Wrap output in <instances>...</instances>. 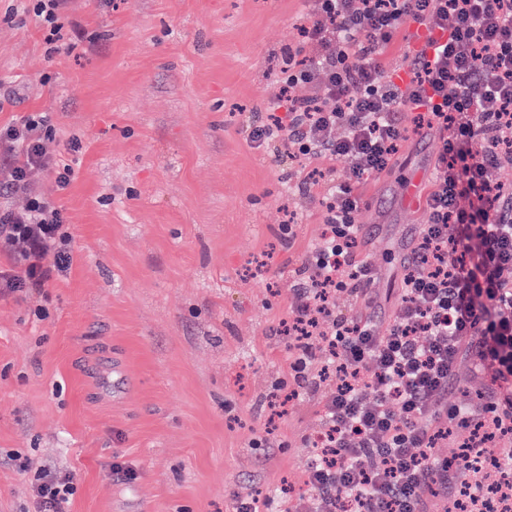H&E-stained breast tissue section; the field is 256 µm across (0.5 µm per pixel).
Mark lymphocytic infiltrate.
Listing matches in <instances>:
<instances>
[{
  "label": "lymphocytic infiltrate",
  "instance_id": "1",
  "mask_svg": "<svg viewBox=\"0 0 512 512\" xmlns=\"http://www.w3.org/2000/svg\"><path fill=\"white\" fill-rule=\"evenodd\" d=\"M301 35L317 46L292 59L284 87L304 86L285 112L250 128L256 142H285L293 157L347 164V181L326 198L325 228L303 268L282 333L295 372L314 360L336 374L320 403L325 446L316 448L305 493L289 512H430L429 496L452 512L460 494L480 507L512 455L496 454L512 437V0H315ZM447 39L411 60L407 84L388 79L380 59L405 23ZM435 135L437 162L426 220L402 253L392 308L370 288L368 238L355 222V187L395 163L409 134ZM48 117L24 116L0 128V244L14 260L0 270V294L22 295L66 275L72 236L62 209L35 186L57 191L75 178L49 152ZM27 199L10 205L12 196ZM346 292L364 315L338 312ZM389 329L377 335L379 318ZM468 360L484 383L481 402L449 404ZM469 436L454 459L437 442L452 425ZM38 512H70V475L41 469L33 485Z\"/></svg>",
  "mask_w": 512,
  "mask_h": 512
}]
</instances>
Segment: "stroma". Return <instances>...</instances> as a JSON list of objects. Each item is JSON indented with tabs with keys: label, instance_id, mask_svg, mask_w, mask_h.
Masks as SVG:
<instances>
[{
	"label": "stroma",
	"instance_id": "stroma-1",
	"mask_svg": "<svg viewBox=\"0 0 512 512\" xmlns=\"http://www.w3.org/2000/svg\"><path fill=\"white\" fill-rule=\"evenodd\" d=\"M303 0H71L56 49L32 7L0 0V126L46 113L76 170L61 206L66 276L0 297V512H35L34 470L76 476L70 512H234L299 484L331 380L273 416L294 374L279 333L323 228L328 179L248 129L279 109ZM80 152H66L71 139ZM438 141L413 135L362 182L372 289L400 275ZM136 478L110 471L113 457Z\"/></svg>",
	"mask_w": 512,
	"mask_h": 512
}]
</instances>
